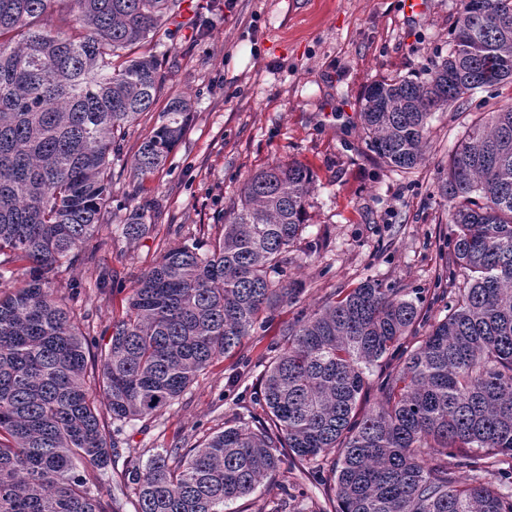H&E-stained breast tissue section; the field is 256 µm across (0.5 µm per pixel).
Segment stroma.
Segmentation results:
<instances>
[{"instance_id": "stroma-1", "label": "stroma", "mask_w": 512, "mask_h": 512, "mask_svg": "<svg viewBox=\"0 0 512 512\" xmlns=\"http://www.w3.org/2000/svg\"><path fill=\"white\" fill-rule=\"evenodd\" d=\"M457 8V0H423L422 12L409 15L402 0H236L231 8L225 0H183L180 15L145 44L144 53L162 64L165 85L152 112L126 132L123 156L112 166L118 204L87 246L111 271L112 285L96 287L94 268L78 257L53 277L55 296L69 302L93 348L108 342L138 278L162 249L205 246L221 234L218 215L251 175L299 162L315 183L308 225L288 267L305 286L299 306L280 308L171 407L126 427L125 447L187 448L223 428L237 406L262 415L261 372L283 327L330 293L372 278L430 301L453 230L436 193L437 168L447 164L468 116L432 114L428 158L404 174L371 151L360 111L370 83L427 77L448 52ZM177 95L193 105L185 137L163 166L132 180L134 153ZM131 198L153 201L152 229L136 241L115 229L125 218L122 202ZM72 281L78 293H71ZM285 493L287 512L329 506L322 487L286 466L225 510L255 512Z\"/></svg>"}]
</instances>
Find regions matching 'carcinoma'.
Segmentation results:
<instances>
[{
    "instance_id": "carcinoma-1",
    "label": "carcinoma",
    "mask_w": 512,
    "mask_h": 512,
    "mask_svg": "<svg viewBox=\"0 0 512 512\" xmlns=\"http://www.w3.org/2000/svg\"><path fill=\"white\" fill-rule=\"evenodd\" d=\"M182 0H0V512H123L106 475L122 464L135 512H224L283 465H311L335 512H512V102L475 112L436 184L455 227L432 297L366 279L301 313L263 370L259 402L192 448L122 454L124 427L173 405L259 321L295 304L288 253L307 224L310 170L252 175L205 251L166 250L88 370L89 342L52 274L99 232L122 131L151 111L161 64L135 49ZM512 84V0H459L448 55L423 80L375 81L362 128L394 171L427 158L433 113ZM190 100L171 99L133 157L145 177L183 139ZM121 236L150 228L125 205ZM428 324L424 335L418 327ZM378 367L374 386L367 372ZM106 399L105 424L93 397ZM374 392V405L360 408ZM338 455L333 477L316 465Z\"/></svg>"
}]
</instances>
